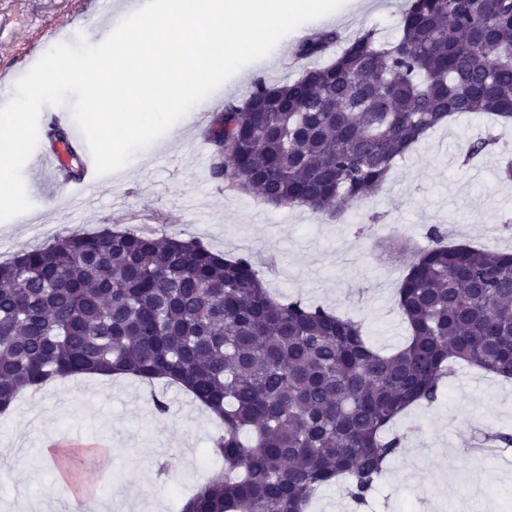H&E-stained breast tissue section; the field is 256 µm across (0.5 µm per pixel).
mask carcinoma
Listing matches in <instances>:
<instances>
[{
  "instance_id": "carcinoma-1",
  "label": "carcinoma",
  "mask_w": 512,
  "mask_h": 512,
  "mask_svg": "<svg viewBox=\"0 0 512 512\" xmlns=\"http://www.w3.org/2000/svg\"><path fill=\"white\" fill-rule=\"evenodd\" d=\"M341 51L291 82L259 80L217 113L211 175L274 206L339 218L396 160L460 113L512 119V0H409L398 39L302 40ZM413 252L398 292L410 336L373 349L362 325L273 298L248 255L151 227L71 234L0 263V412L28 387L83 374L178 384L224 422V475L182 512H306L343 481L367 503L402 448L387 426L435 402L450 364L512 378V254Z\"/></svg>"
}]
</instances>
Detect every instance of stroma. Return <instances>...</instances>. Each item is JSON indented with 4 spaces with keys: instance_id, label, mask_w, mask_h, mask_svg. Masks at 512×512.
<instances>
[{
    "instance_id": "1",
    "label": "stroma",
    "mask_w": 512,
    "mask_h": 512,
    "mask_svg": "<svg viewBox=\"0 0 512 512\" xmlns=\"http://www.w3.org/2000/svg\"><path fill=\"white\" fill-rule=\"evenodd\" d=\"M408 0H372L355 10L339 7L309 21L278 42L269 58L241 68L218 88L225 101H244L256 80L271 84L297 79L303 63H292L296 45L322 30L350 41L366 30L394 40ZM108 0H0V70L14 68L30 52L45 54L49 31L78 17L89 23L86 40L98 44L110 33L103 23ZM495 133L512 149V122L490 128L486 116L466 113L431 130L394 164L382 190L343 205L341 220L306 207L273 206L256 194L229 189L200 164L198 143L206 128L186 135L171 128L135 154V164L103 184L94 205L80 216L57 207L62 176L46 178L25 164V185L40 191L37 221L0 223V262L29 247L72 232L136 229L196 238L214 251L275 257L265 274L274 297L319 304L361 322L367 341L388 353L409 334L397 306L406 273L386 236L399 233L416 248L431 247L430 230L441 226L452 243L512 252V181L500 179L499 154L463 164L460 156L477 138ZM167 412H158L156 402ZM222 426L202 404L174 385H146L125 376H82L23 391L0 414V451L11 453L13 483L0 487V512H22L30 503L62 512L69 492L42 448L62 444L110 446L101 495L112 512H181L198 487L194 460ZM402 449L379 479L364 508H356L339 484L322 487L309 512H498L490 495L512 499V446L484 467L469 445L485 436L512 435V381L464 364L455 365L436 402L407 410L392 425Z\"/></svg>"
}]
</instances>
